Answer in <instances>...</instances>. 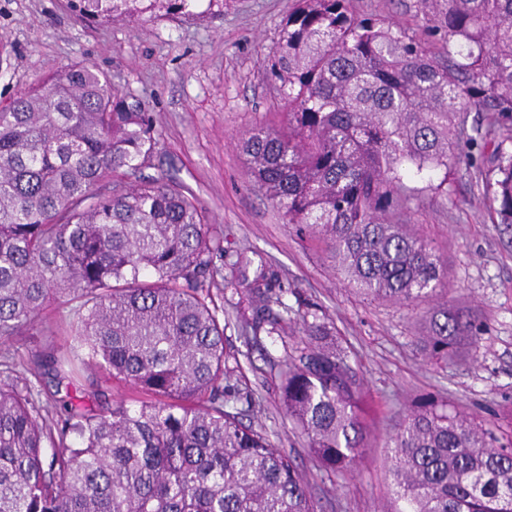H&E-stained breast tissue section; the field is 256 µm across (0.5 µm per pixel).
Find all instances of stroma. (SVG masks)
Returning a JSON list of instances; mask_svg holds the SVG:
<instances>
[{
  "label": "stroma",
  "mask_w": 512,
  "mask_h": 512,
  "mask_svg": "<svg viewBox=\"0 0 512 512\" xmlns=\"http://www.w3.org/2000/svg\"><path fill=\"white\" fill-rule=\"evenodd\" d=\"M295 0H197L188 12L155 7L117 17L82 15L72 0H0V104L78 62L94 64L120 94L140 100L155 126L146 175L168 172L193 194L208 224L272 263L284 300L325 317L363 382L366 446L339 474L320 468L280 406L281 375L303 346L302 333L256 335L236 319L243 291L226 288V347L240 362L241 388L261 404L244 423L260 426L295 458L317 512H385L393 499L387 441L424 397L476 416L488 428L512 423V226L498 223L473 170L454 167L447 191L415 182L403 220L449 267L448 300L477 312L482 331L469 354L438 362L423 350L427 304L371 300L340 278L328 246L284 223L254 187L236 143L253 127H275L286 110L267 62ZM358 14L397 25L443 52V34L419 0H351ZM47 311L20 335L0 340L36 365L64 343Z\"/></svg>",
  "instance_id": "obj_1"
}]
</instances>
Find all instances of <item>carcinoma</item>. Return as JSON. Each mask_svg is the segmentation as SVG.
Returning a JSON list of instances; mask_svg holds the SVG:
<instances>
[{"instance_id":"cac0c4a2","label":"carcinoma","mask_w":512,"mask_h":512,"mask_svg":"<svg viewBox=\"0 0 512 512\" xmlns=\"http://www.w3.org/2000/svg\"><path fill=\"white\" fill-rule=\"evenodd\" d=\"M80 2L107 16L139 0ZM420 4L443 32L444 59L350 0H297L270 64L287 112L238 146L258 191L328 244L349 286L431 304L429 355L446 362L475 346L480 320L441 300L447 270L401 213L414 199L407 181L438 176L440 189L463 162L512 225V153L500 140L512 123V0ZM155 145L140 101L87 62L0 108V339L65 305L73 344L46 364L67 369L66 388L93 364L143 395L132 411L68 392L51 410L40 375L3 357L0 512H316L295 461L235 410L258 403L231 383L215 294L248 281L253 259L235 249L231 277L215 268L224 230L168 174L112 185ZM284 291L259 266L247 301L267 315L244 328L284 333L294 323ZM300 318L306 346L282 375L281 407L320 467L343 472L364 446L363 383L320 316ZM388 447L398 512H512V439L475 419L429 401Z\"/></svg>"}]
</instances>
